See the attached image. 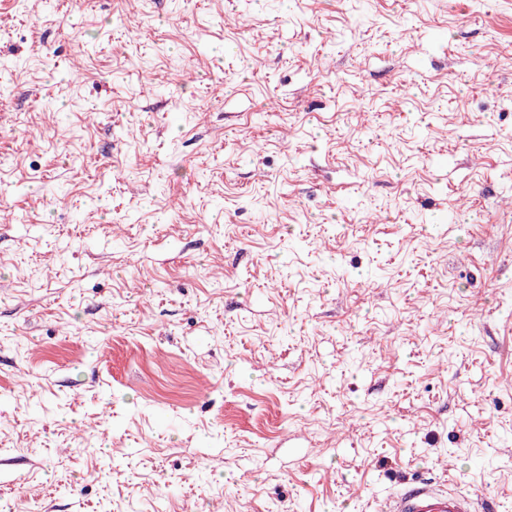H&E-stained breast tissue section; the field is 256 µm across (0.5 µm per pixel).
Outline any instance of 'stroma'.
Returning a JSON list of instances; mask_svg holds the SVG:
<instances>
[{
	"instance_id": "1",
	"label": "stroma",
	"mask_w": 512,
	"mask_h": 512,
	"mask_svg": "<svg viewBox=\"0 0 512 512\" xmlns=\"http://www.w3.org/2000/svg\"><path fill=\"white\" fill-rule=\"evenodd\" d=\"M0 512H512V0H0ZM478 500L457 489H444L427 480L394 493L384 505L386 512H477Z\"/></svg>"
}]
</instances>
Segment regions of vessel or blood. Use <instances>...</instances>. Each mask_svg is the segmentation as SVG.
<instances>
[{
  "label": "vessel or blood",
  "mask_w": 512,
  "mask_h": 512,
  "mask_svg": "<svg viewBox=\"0 0 512 512\" xmlns=\"http://www.w3.org/2000/svg\"><path fill=\"white\" fill-rule=\"evenodd\" d=\"M472 495L457 489H444L420 481L394 493L385 503V512H477Z\"/></svg>",
  "instance_id": "vessel-or-blood-1"
}]
</instances>
